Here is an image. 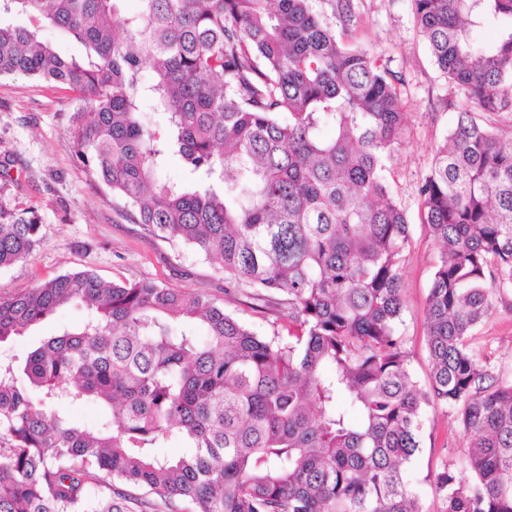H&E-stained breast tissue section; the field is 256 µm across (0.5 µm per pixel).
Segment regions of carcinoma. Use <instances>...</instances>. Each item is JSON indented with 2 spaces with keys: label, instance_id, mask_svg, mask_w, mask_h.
<instances>
[{
  "label": "carcinoma",
  "instance_id": "cac0c4a2",
  "mask_svg": "<svg viewBox=\"0 0 512 512\" xmlns=\"http://www.w3.org/2000/svg\"><path fill=\"white\" fill-rule=\"evenodd\" d=\"M125 2L0 0L27 19L0 23V77L72 92L87 174L136 223L217 260L224 299L91 270L0 297V344L67 304L95 309L0 358V512H423L405 470L430 404L456 408L469 438L462 466L435 476L443 512H512V380L472 335L512 291V135L495 126L512 115V0H410L463 96L418 189L440 245L425 388L398 330L410 224L385 164L403 104L357 40L353 0H333L338 31L313 0ZM147 103L163 131L141 123ZM172 154L183 183L158 178ZM41 227L0 204V268ZM242 296L277 312L272 335L226 309ZM77 401L105 421H72ZM171 439L193 452L161 454Z\"/></svg>",
  "mask_w": 512,
  "mask_h": 512
}]
</instances>
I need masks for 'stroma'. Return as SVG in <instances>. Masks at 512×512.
Here are the masks:
<instances>
[{"label": "stroma", "mask_w": 512, "mask_h": 512, "mask_svg": "<svg viewBox=\"0 0 512 512\" xmlns=\"http://www.w3.org/2000/svg\"><path fill=\"white\" fill-rule=\"evenodd\" d=\"M362 18L358 39L399 79L406 130L387 162L398 201L407 211L411 239L402 258L405 310L399 331L419 384L430 373L425 314L439 255L418 214V184L456 118L463 98L434 65L409 0H354ZM69 91L24 75L0 78V160L13 159L0 177V203L33 208L41 218L43 243L25 261L0 269V297L19 294L59 274L94 270L104 281L149 280L161 286L224 296V271L194 249L157 237L134 223L108 190L75 156ZM495 310L475 331V346L488 369L512 379V291L496 296ZM93 315L77 303L59 309L23 339L0 345V355L24 354L42 339ZM422 449L406 470L423 512H442L433 476L457 468L467 446L454 408L430 406Z\"/></svg>", "instance_id": "obj_1"}]
</instances>
